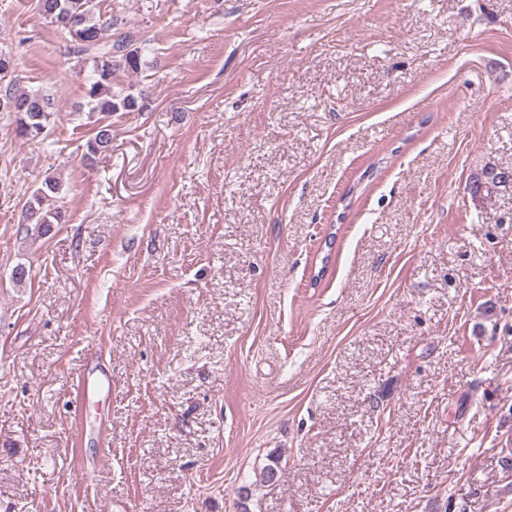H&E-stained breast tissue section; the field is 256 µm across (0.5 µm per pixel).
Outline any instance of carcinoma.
Returning a JSON list of instances; mask_svg holds the SVG:
<instances>
[{
    "mask_svg": "<svg viewBox=\"0 0 512 512\" xmlns=\"http://www.w3.org/2000/svg\"><path fill=\"white\" fill-rule=\"evenodd\" d=\"M36 10L57 27L71 33L72 45L68 54L90 63V80L85 88L90 111L106 116L114 112H131L138 107L137 98L115 88L114 75L123 69L136 71L141 66L142 47L127 32L113 31L112 19L96 8L94 0H36ZM55 110L54 98L37 89L21 92L17 89L15 57L11 50L0 48V112L14 117L16 134L26 141L44 142L47 128ZM111 130L103 125L87 141V155L93 157L110 143ZM64 186L57 172L44 176L33 189L23 209L26 220L34 222L36 237L51 232L55 224L64 220L56 203ZM512 187V168L488 166L473 181L471 189L481 187Z\"/></svg>",
    "mask_w": 512,
    "mask_h": 512,
    "instance_id": "obj_1",
    "label": "carcinoma"
}]
</instances>
